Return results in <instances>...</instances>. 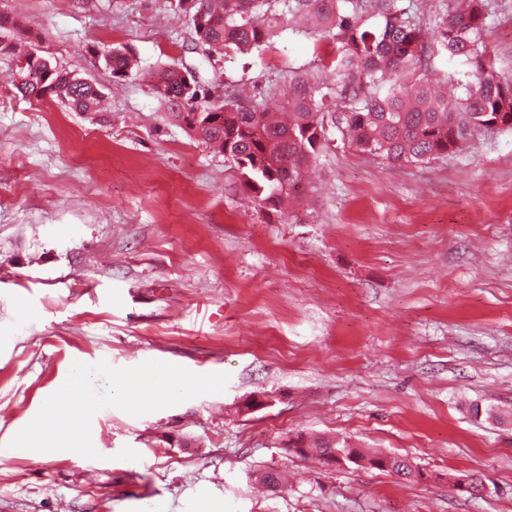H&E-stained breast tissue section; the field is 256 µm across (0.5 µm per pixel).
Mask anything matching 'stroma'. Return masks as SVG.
Instances as JSON below:
<instances>
[{
	"label": "stroma",
	"instance_id": "1",
	"mask_svg": "<svg viewBox=\"0 0 512 512\" xmlns=\"http://www.w3.org/2000/svg\"><path fill=\"white\" fill-rule=\"evenodd\" d=\"M104 115L28 99L0 55V512H512V133L424 164L335 144L270 209L153 92L177 65L276 109L315 41L224 59L169 0H0ZM486 39L512 73V0ZM130 48L113 77L105 50ZM183 384L146 403L116 380ZM88 453L16 448L77 370ZM263 408L243 412L244 399ZM406 456L328 470L296 434ZM285 472L278 493L256 484ZM476 475L482 493L450 490ZM105 66L111 70L114 77H126L132 73L137 65L136 59L130 51L121 48L112 49L104 55Z\"/></svg>",
	"mask_w": 512,
	"mask_h": 512
}]
</instances>
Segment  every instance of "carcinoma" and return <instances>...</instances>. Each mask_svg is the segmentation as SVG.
Masks as SVG:
<instances>
[{
    "label": "carcinoma",
    "instance_id": "carcinoma-1",
    "mask_svg": "<svg viewBox=\"0 0 512 512\" xmlns=\"http://www.w3.org/2000/svg\"><path fill=\"white\" fill-rule=\"evenodd\" d=\"M190 13L196 39L212 52H260L307 17L310 33L330 41L332 49L316 56L318 65L336 71V88L321 85L310 72H293L283 114L252 107L237 98L197 104L196 84L177 67L160 70L155 93L178 103L172 116L200 142L224 153L241 185L266 203H280L302 188L303 170L330 146L331 126L343 144L392 165L424 163L456 152L468 138L496 128L512 132V76L493 68L486 42L488 0H468L463 11L455 0H442L443 15L432 38L413 6L397 0H170ZM444 47L456 70L450 83L460 93L433 88L427 79L433 51ZM115 77H126L137 65L132 53L115 48L104 55ZM24 97L58 99L76 112L101 111L97 86L56 66L36 83L14 85ZM288 450L314 457L323 466L367 462L368 466L407 478L408 461L395 454L364 452L344 444L301 434ZM256 479L270 492L282 478L264 469Z\"/></svg>",
    "mask_w": 512,
    "mask_h": 512
}]
</instances>
